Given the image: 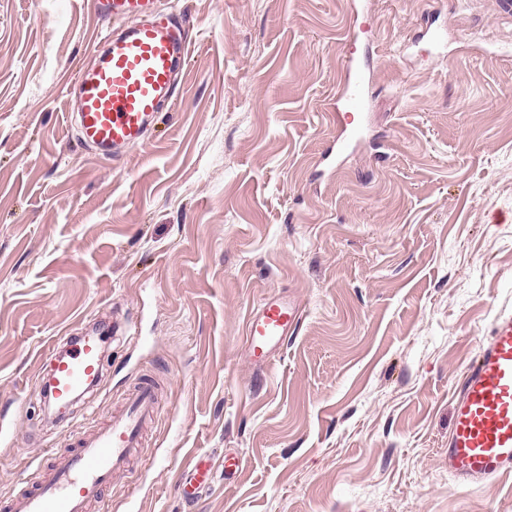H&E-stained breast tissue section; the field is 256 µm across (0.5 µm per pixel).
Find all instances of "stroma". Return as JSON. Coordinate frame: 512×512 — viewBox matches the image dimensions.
<instances>
[{
  "label": "stroma",
  "mask_w": 512,
  "mask_h": 512,
  "mask_svg": "<svg viewBox=\"0 0 512 512\" xmlns=\"http://www.w3.org/2000/svg\"><path fill=\"white\" fill-rule=\"evenodd\" d=\"M159 8L190 47L175 104L112 162L71 117L111 20L91 0H0V499L151 382L161 410L111 512H512V476H448L459 380L512 307V10ZM351 53L367 107L328 168ZM270 295L302 318L260 367L245 325ZM114 321L100 389L43 422L54 346ZM197 454L214 479L189 505Z\"/></svg>",
  "instance_id": "1"
}]
</instances>
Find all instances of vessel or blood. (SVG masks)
I'll return each instance as SVG.
<instances>
[{
  "label": "vessel or blood",
  "instance_id": "b4317fda",
  "mask_svg": "<svg viewBox=\"0 0 512 512\" xmlns=\"http://www.w3.org/2000/svg\"><path fill=\"white\" fill-rule=\"evenodd\" d=\"M158 0H93L95 11L115 20L134 16L136 25L106 35L93 66L79 70L75 124L80 140L104 158L117 160L142 143L161 107L174 93V77L188 47L172 26L156 16ZM365 107L364 79L355 58H346L334 107L337 150ZM301 318L291 300L266 297L248 318L246 339L267 363ZM109 328L70 340L55 357L47 401L66 407L77 393L94 390L103 370ZM158 407L155 385L136 386L104 427L70 440L51 453L31 484L17 489L0 512H105L103 489L130 472L139 457L145 426ZM512 474V309L499 311L490 332L459 383L448 433V475L460 486L483 484ZM209 479L204 456H195L178 489L195 499Z\"/></svg>",
  "mask_w": 512,
  "mask_h": 512
}]
</instances>
